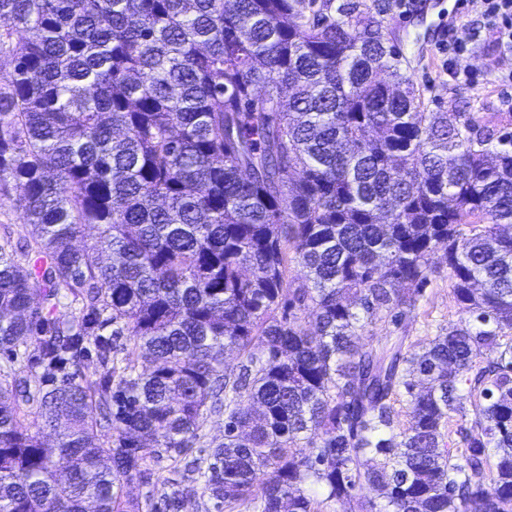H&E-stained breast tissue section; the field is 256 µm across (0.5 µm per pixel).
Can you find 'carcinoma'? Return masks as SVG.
Wrapping results in <instances>:
<instances>
[{
  "label": "carcinoma",
  "mask_w": 512,
  "mask_h": 512,
  "mask_svg": "<svg viewBox=\"0 0 512 512\" xmlns=\"http://www.w3.org/2000/svg\"><path fill=\"white\" fill-rule=\"evenodd\" d=\"M315 2L0 0V190L24 189L18 241L0 236V512H140L122 488L141 441L186 456L221 407L198 468L218 507L321 512L365 483L384 512H512L507 117L422 111L380 22ZM436 250L475 325L420 355L357 346L379 311L415 307ZM472 397L452 456L443 429ZM156 512L199 504L173 486Z\"/></svg>",
  "instance_id": "carcinoma-1"
}]
</instances>
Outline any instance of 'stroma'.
<instances>
[{"label": "stroma", "mask_w": 512, "mask_h": 512, "mask_svg": "<svg viewBox=\"0 0 512 512\" xmlns=\"http://www.w3.org/2000/svg\"><path fill=\"white\" fill-rule=\"evenodd\" d=\"M457 0H420L421 8L409 21H402L396 0H358L377 13L382 30L390 43L399 48L409 62L408 74L420 90L424 106L430 111L469 112L482 117L492 112H512V85L504 83L512 73V51L503 52L491 38L471 41L472 24L483 8L481 0H464L456 35L470 40L469 64L475 73L470 82L451 80L437 53L436 44L445 41L443 26ZM434 273L414 310L401 323H393L392 312L382 311L360 333L359 345L404 332L410 338L409 351L422 353L428 342L448 328L468 327L472 318L454 302L448 279V264L443 253L431 257ZM146 471L124 488L126 498L138 502L140 512H151L159 502L165 481L177 482L187 497L203 502L205 512H218L209 502L204 481L190 472L185 462H177L164 449L145 442Z\"/></svg>", "instance_id": "35a3bbf8"}]
</instances>
